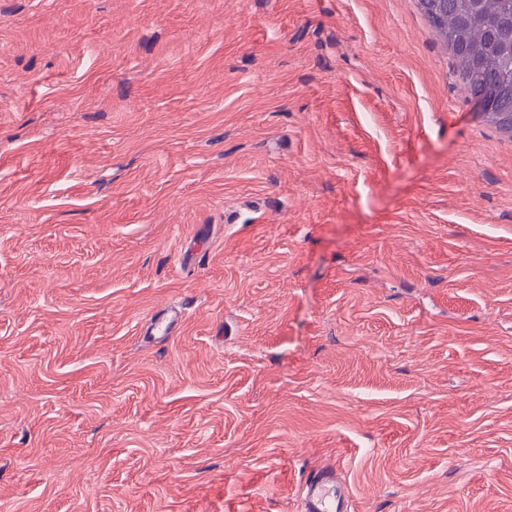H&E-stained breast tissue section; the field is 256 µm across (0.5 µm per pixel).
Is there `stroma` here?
Instances as JSON below:
<instances>
[{"mask_svg":"<svg viewBox=\"0 0 512 512\" xmlns=\"http://www.w3.org/2000/svg\"><path fill=\"white\" fill-rule=\"evenodd\" d=\"M328 466L512 512V137L417 0H0V512Z\"/></svg>","mask_w":512,"mask_h":512,"instance_id":"35a3bbf8","label":"stroma"}]
</instances>
